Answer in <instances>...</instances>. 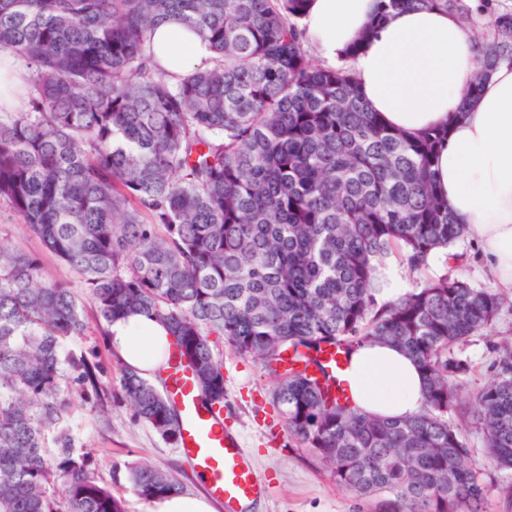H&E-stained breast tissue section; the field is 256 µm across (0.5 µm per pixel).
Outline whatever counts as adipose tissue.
Here are the masks:
<instances>
[{
  "instance_id": "1",
  "label": "adipose tissue",
  "mask_w": 512,
  "mask_h": 512,
  "mask_svg": "<svg viewBox=\"0 0 512 512\" xmlns=\"http://www.w3.org/2000/svg\"><path fill=\"white\" fill-rule=\"evenodd\" d=\"M375 7V0H311L305 18L310 43L335 63ZM152 45L156 63L173 79L211 56L199 37L175 22L158 26ZM477 60L457 15L410 8L362 43L353 67L363 97L386 126L411 137L447 127L435 163L437 191L456 221L470 225L497 281L512 288V67L499 66L469 99ZM109 340L128 367L152 377L166 361L170 338L165 326L133 315L110 326ZM348 380L357 407L371 415L405 418L424 402V373L395 345L352 351Z\"/></svg>"
}]
</instances>
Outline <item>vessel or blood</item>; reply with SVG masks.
Here are the masks:
<instances>
[{"label": "vessel or blood", "mask_w": 512, "mask_h": 512, "mask_svg": "<svg viewBox=\"0 0 512 512\" xmlns=\"http://www.w3.org/2000/svg\"><path fill=\"white\" fill-rule=\"evenodd\" d=\"M322 368L335 379L337 395L348 393L347 361L336 349L323 351ZM166 392L180 411L178 449L226 512H248L271 487L245 450L241 439L224 422L221 408L202 402L193 371L179 352H171Z\"/></svg>", "instance_id": "1"}]
</instances>
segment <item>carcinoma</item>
<instances>
[{
  "mask_svg": "<svg viewBox=\"0 0 512 512\" xmlns=\"http://www.w3.org/2000/svg\"><path fill=\"white\" fill-rule=\"evenodd\" d=\"M309 2L0 0V51L27 69L25 106L0 112V204L73 274L46 280L36 255L0 244V512H124L62 426L74 393L98 383L95 365L63 350L86 330L82 294L108 326L137 314L163 324L208 404L224 407L211 337L259 360L291 438L376 512H486V466L512 471L511 350L475 399L487 464L448 421L468 372L454 348L491 328L504 298L460 275L425 277L469 235L435 189L446 131L384 126L353 53L314 61L298 24ZM411 7L460 5L378 0L359 42ZM170 21L212 53L175 82L150 64L152 31ZM492 27L472 22L469 95L512 65V12ZM396 248L423 283L381 302L374 262ZM364 343L418 362V414L370 416L331 397L327 373L283 367ZM121 392L178 444V411L154 384L126 367ZM131 481L148 502L184 489L150 464Z\"/></svg>",
  "mask_w": 512,
  "mask_h": 512,
  "instance_id": "obj_1",
  "label": "carcinoma"
}]
</instances>
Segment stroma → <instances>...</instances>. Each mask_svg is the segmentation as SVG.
Masks as SVG:
<instances>
[{
	"mask_svg": "<svg viewBox=\"0 0 512 512\" xmlns=\"http://www.w3.org/2000/svg\"><path fill=\"white\" fill-rule=\"evenodd\" d=\"M36 254L42 275L47 279H67L71 273L40 241L23 231L21 221L8 207L0 206V242ZM456 253L457 272L477 288H496L487 262L472 238H465L452 248ZM88 321L84 335L69 339L67 351L95 363L98 386L83 397L74 398L63 415L76 449L92 450L90 470L114 496L120 498L125 512H149L150 504L132 490L130 470L148 463L181 475L188 494L205 493V486L176 446L166 443L149 426L135 417L121 395L123 364L112 349L107 325L99 323L94 305L83 300ZM512 347V305L504 304L492 328L470 337L456 348L466 360L469 371L461 387L463 406L449 413L451 421H467L465 438L471 454L484 461V441L478 423L473 422V402L477 392L497 371L501 347ZM224 364V421L238 432L258 470L271 478L268 496L256 502L251 512H374L369 499H359L339 488L330 479L323 464L304 447L292 440L284 427L271 394L272 378L257 360L233 352L219 344Z\"/></svg>",
	"mask_w": 512,
	"mask_h": 512,
	"instance_id": "1",
	"label": "stroma"
}]
</instances>
